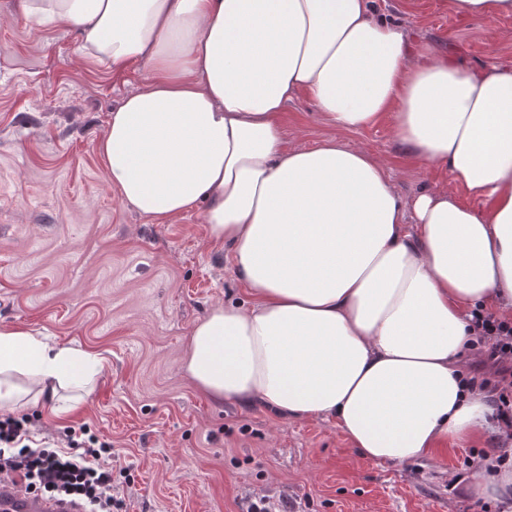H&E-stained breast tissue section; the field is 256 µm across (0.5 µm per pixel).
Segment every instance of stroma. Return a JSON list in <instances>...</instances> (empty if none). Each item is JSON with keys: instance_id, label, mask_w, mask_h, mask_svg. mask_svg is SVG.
Wrapping results in <instances>:
<instances>
[{"instance_id": "35a3bbf8", "label": "stroma", "mask_w": 512, "mask_h": 512, "mask_svg": "<svg viewBox=\"0 0 512 512\" xmlns=\"http://www.w3.org/2000/svg\"><path fill=\"white\" fill-rule=\"evenodd\" d=\"M374 6L465 66H512V41L499 38L512 16L462 19L448 0ZM9 7L0 0V323L104 359L78 413L24 410L27 441L111 442L122 512H247L262 498L294 512H512V501L475 497L465 483L500 453L491 425L436 457L380 464L360 457L335 421L218 402L197 387L182 367L191 328L213 306L245 302L244 286L201 210L147 221L109 186L96 149L148 68L95 64L70 26L35 29ZM281 125L291 147L337 138L390 158L403 195L446 178L405 152L387 114L347 132L318 121L301 95Z\"/></svg>"}]
</instances>
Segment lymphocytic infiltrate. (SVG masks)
<instances>
[{
  "label": "lymphocytic infiltrate",
  "instance_id": "lymphocytic-infiltrate-1",
  "mask_svg": "<svg viewBox=\"0 0 512 512\" xmlns=\"http://www.w3.org/2000/svg\"><path fill=\"white\" fill-rule=\"evenodd\" d=\"M475 339L469 349L496 366L498 378H471L472 388L488 393L491 418L512 431V320L475 312ZM22 421L0 420V474L17 480L27 491L79 500L86 512H119L112 493V471L104 462L112 456L110 443L89 437L81 451L34 449L25 445Z\"/></svg>",
  "mask_w": 512,
  "mask_h": 512
}]
</instances>
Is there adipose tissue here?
Instances as JSON below:
<instances>
[{
	"label": "adipose tissue",
	"instance_id": "adipose-tissue-1",
	"mask_svg": "<svg viewBox=\"0 0 512 512\" xmlns=\"http://www.w3.org/2000/svg\"><path fill=\"white\" fill-rule=\"evenodd\" d=\"M373 0H12L33 28L148 81L97 144L122 200L157 224L203 206L249 299L213 307L182 360L219 402L332 419L361 456L433 457L478 425L461 353L473 310L512 316V67L436 57ZM309 95L347 130L394 134L449 182L412 196L391 162L331 138L286 146ZM481 199L483 212L459 193ZM98 359L0 325V412L76 413Z\"/></svg>",
	"mask_w": 512,
	"mask_h": 512
}]
</instances>
